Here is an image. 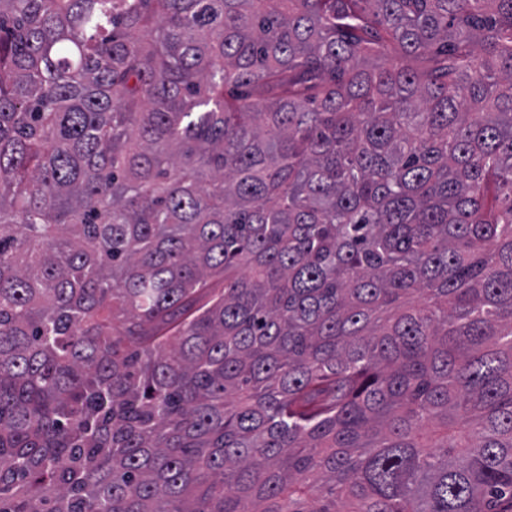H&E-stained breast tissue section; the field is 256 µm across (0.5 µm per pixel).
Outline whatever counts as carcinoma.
<instances>
[{"label": "carcinoma", "mask_w": 512, "mask_h": 512, "mask_svg": "<svg viewBox=\"0 0 512 512\" xmlns=\"http://www.w3.org/2000/svg\"><path fill=\"white\" fill-rule=\"evenodd\" d=\"M0 512H512V0H0Z\"/></svg>", "instance_id": "cac0c4a2"}]
</instances>
